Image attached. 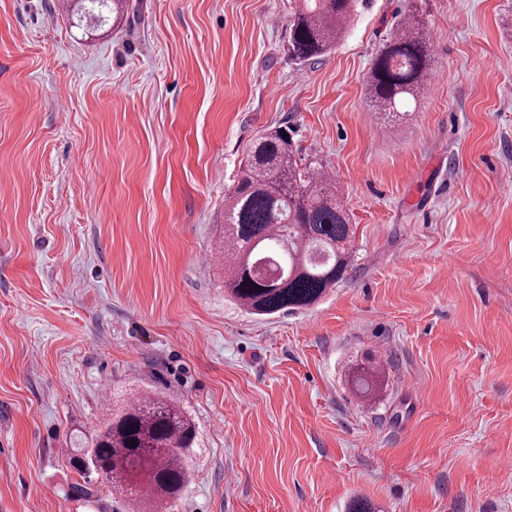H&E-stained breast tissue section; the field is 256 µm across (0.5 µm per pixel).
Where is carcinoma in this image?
Instances as JSON below:
<instances>
[{"mask_svg":"<svg viewBox=\"0 0 512 512\" xmlns=\"http://www.w3.org/2000/svg\"><path fill=\"white\" fill-rule=\"evenodd\" d=\"M104 7L115 16L125 0H79L66 10L75 26H100ZM359 0H298L289 23L288 55L304 63L338 43ZM432 50L415 15L401 18L380 51L366 85L381 128L395 133L405 107L425 92ZM224 294L257 316L309 309L322 302L355 262L353 228L322 167L301 158L288 134L275 128L251 145L238 183L224 200ZM383 366L349 372L356 395L372 398ZM195 422L172 398L146 393L111 413L88 442H75L71 464L85 475L86 450H94L102 477L129 501H164L188 483ZM137 445L130 446V441Z\"/></svg>","mask_w":512,"mask_h":512,"instance_id":"carcinoma-1","label":"carcinoma"}]
</instances>
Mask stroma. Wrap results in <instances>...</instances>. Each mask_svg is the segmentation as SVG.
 I'll return each mask as SVG.
<instances>
[{
    "mask_svg": "<svg viewBox=\"0 0 512 512\" xmlns=\"http://www.w3.org/2000/svg\"><path fill=\"white\" fill-rule=\"evenodd\" d=\"M0 0V512H131L72 440L153 391L194 419L167 512H512V0H428L429 91L379 134L370 68L410 0L288 56L294 0ZM287 129L355 226L321 304L224 298V196ZM378 359L371 402L348 372ZM79 4L74 9L75 6L68 5L66 10L71 14L72 19H75L76 27H85L89 28L91 26H100L104 22V15L100 14L95 2H99L101 4V8L111 10L112 14L114 13L116 17L120 16V13L124 11L125 0H77ZM97 11V12H96Z\"/></svg>",
    "mask_w": 512,
    "mask_h": 512,
    "instance_id": "35a3bbf8",
    "label": "stroma"
}]
</instances>
